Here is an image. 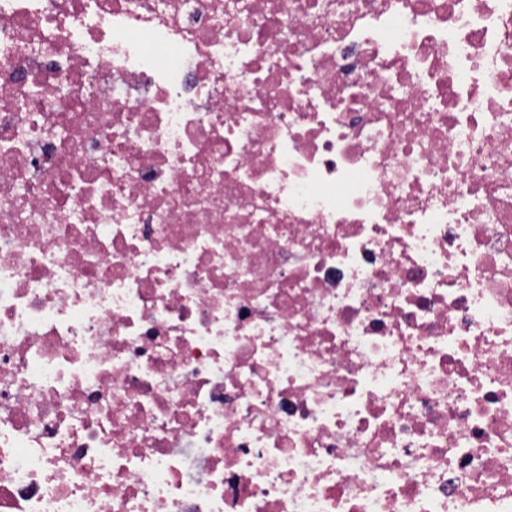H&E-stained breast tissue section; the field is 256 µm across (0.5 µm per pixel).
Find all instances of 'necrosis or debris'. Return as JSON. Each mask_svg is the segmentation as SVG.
I'll return each instance as SVG.
<instances>
[{"mask_svg":"<svg viewBox=\"0 0 512 512\" xmlns=\"http://www.w3.org/2000/svg\"><path fill=\"white\" fill-rule=\"evenodd\" d=\"M0 512H512V0H0Z\"/></svg>","mask_w":512,"mask_h":512,"instance_id":"obj_1","label":"necrosis or debris"}]
</instances>
